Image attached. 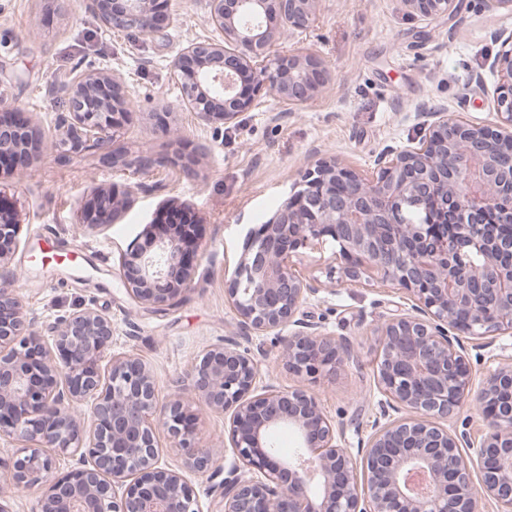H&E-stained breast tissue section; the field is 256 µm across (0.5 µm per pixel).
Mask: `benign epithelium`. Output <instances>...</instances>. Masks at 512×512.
<instances>
[{
  "label": "benign epithelium",
  "instance_id": "1",
  "mask_svg": "<svg viewBox=\"0 0 512 512\" xmlns=\"http://www.w3.org/2000/svg\"><path fill=\"white\" fill-rule=\"evenodd\" d=\"M455 0H402L412 15L431 19L453 12ZM318 0H207L209 21L224 41L189 42L170 61L185 106L202 120L229 123L251 106V81L297 106L325 83L320 60L303 52L271 54L279 30L303 31L316 20ZM113 31L155 33L165 16L156 0H87ZM493 60L498 125H484L442 109L414 144L388 149L369 174L321 161L302 174L298 190L267 224L248 229L227 301L254 334L292 329L282 358L288 371L311 376L341 363L345 344L311 332L298 318L302 304L322 290L290 264V253L332 239L351 258L349 282L375 279L407 291L412 312L380 329L378 371L384 404L410 417L379 426L360 442L362 477L342 430L303 389L256 386L258 362L230 341L204 353L189 377L190 391L229 414L234 463L224 477V512H480L489 498L512 512V365L501 367L476 394L490 431L476 450L481 482L471 479L461 449L464 430L433 421L448 417L471 391L462 336L512 335V238L485 224L489 209L512 222V32L496 36ZM64 107L58 135L68 151L92 142L114 167L143 173L157 159L110 151L127 101L119 77L80 73L57 90ZM43 144L25 117L0 113V163L27 168ZM438 200L448 237L416 224L408 211L428 213ZM124 206L98 192L86 205L92 230L113 223ZM22 225L0 198V265ZM483 258L462 260V251ZM195 267L183 239L158 225V234L127 249L118 275L130 299L166 310L192 281ZM52 340H47L46 336ZM112 319L77 308L39 329L26 321L14 292L0 288V434L21 443L7 468L17 489L44 484L35 512H201L183 475L159 466L157 426H164L186 466L211 464L192 415L180 397L158 404L153 371L133 355L110 353ZM108 360L104 375L100 363ZM91 401L90 423L71 407ZM295 429L302 453L273 450L280 427ZM75 466L54 477L56 456Z\"/></svg>",
  "mask_w": 512,
  "mask_h": 512
}]
</instances>
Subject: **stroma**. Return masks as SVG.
<instances>
[{
  "label": "stroma",
  "instance_id": "1",
  "mask_svg": "<svg viewBox=\"0 0 512 512\" xmlns=\"http://www.w3.org/2000/svg\"><path fill=\"white\" fill-rule=\"evenodd\" d=\"M166 12L170 23L160 32H117L82 0H0V111L23 113L54 139L59 111L52 87L82 71H116L130 108L113 149L163 160L135 173L102 163L94 147L67 155L53 148L40 153L32 170H1L0 197L16 208L22 230L0 268V284L13 289L39 328L84 305L111 317L113 353L147 363L160 397L185 398L198 416L202 444L216 453L207 472L186 469L161 428V466L182 471L203 512H220L233 452L228 419L186 387L200 355L224 340L236 342L260 363V384L314 395L354 452L384 421L374 331L412 304L405 290L376 281H339L310 297L300 318L342 340L348 354L333 373L296 376L280 359L287 333H249L225 297L246 229L271 220L301 172L318 160L336 157L356 172L372 171L381 151L417 138L426 111L445 107L497 124L495 36L512 32V8L487 11L478 0H456L450 15L424 20L409 16L401 0H319L313 26L282 36L276 48L307 49L324 59L322 94L291 108L263 88L254 91L248 111L226 124L187 110L169 69L187 41L222 40L207 20L206 0H168ZM163 125L169 134L160 133ZM129 186L136 192L115 222L88 231L82 208L91 192ZM164 206L184 212L192 225L196 272L179 305L157 311L128 298L118 267ZM291 264L323 280L346 261L330 242L297 250ZM464 345L474 386L512 364V336H468Z\"/></svg>",
  "mask_w": 512,
  "mask_h": 512
}]
</instances>
